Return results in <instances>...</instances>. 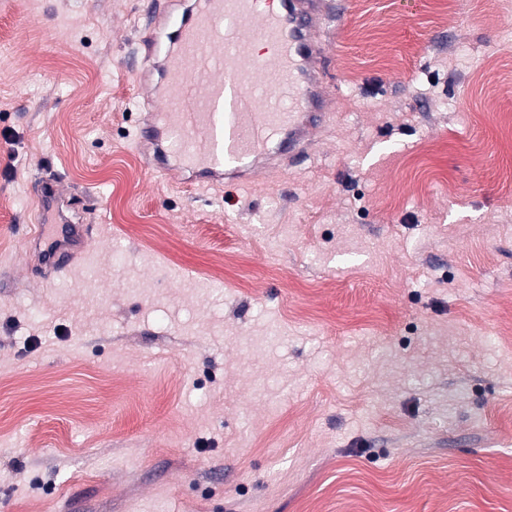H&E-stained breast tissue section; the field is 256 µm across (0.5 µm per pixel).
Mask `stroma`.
I'll list each match as a JSON object with an SVG mask.
<instances>
[{"mask_svg":"<svg viewBox=\"0 0 512 512\" xmlns=\"http://www.w3.org/2000/svg\"><path fill=\"white\" fill-rule=\"evenodd\" d=\"M7 2L0 512H512V0H336L308 155L205 188L136 151L152 0ZM37 222L32 224L37 233V239H42L50 224H63L52 229L51 243L44 250L43 262L48 266L50 274H58L66 269L72 262L73 252L85 244V239L80 238L77 243L73 239V222L63 215L62 193L59 181L54 177H45L40 183V193L35 198ZM57 218L51 221L53 215Z\"/></svg>","mask_w":512,"mask_h":512,"instance_id":"stroma-1","label":"stroma"}]
</instances>
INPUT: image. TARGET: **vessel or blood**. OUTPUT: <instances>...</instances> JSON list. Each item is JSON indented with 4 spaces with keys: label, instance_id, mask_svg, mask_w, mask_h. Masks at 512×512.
Masks as SVG:
<instances>
[{
    "label": "vessel or blood",
    "instance_id": "vessel-or-blood-1",
    "mask_svg": "<svg viewBox=\"0 0 512 512\" xmlns=\"http://www.w3.org/2000/svg\"><path fill=\"white\" fill-rule=\"evenodd\" d=\"M257 0H190L178 19L151 27L138 44L137 81L160 100L140 122L136 144L149 169L170 170L177 155L195 183L247 185L262 172L284 171L299 159L308 130L328 110L316 37L328 0H279L261 11ZM272 49V66L252 65L255 43ZM176 152H169L173 139ZM38 236H49L43 261L51 273L72 262V222L62 214L56 178L35 199Z\"/></svg>",
    "mask_w": 512,
    "mask_h": 512
}]
</instances>
